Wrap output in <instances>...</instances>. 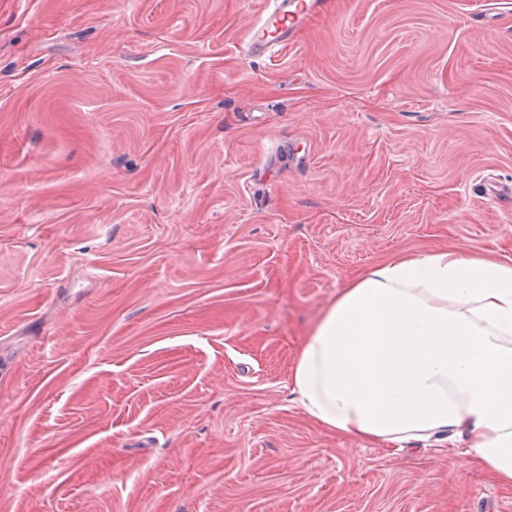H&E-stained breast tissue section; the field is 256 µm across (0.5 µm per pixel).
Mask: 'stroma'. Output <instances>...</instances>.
I'll return each instance as SVG.
<instances>
[{"instance_id": "obj_1", "label": "stroma", "mask_w": 512, "mask_h": 512, "mask_svg": "<svg viewBox=\"0 0 512 512\" xmlns=\"http://www.w3.org/2000/svg\"><path fill=\"white\" fill-rule=\"evenodd\" d=\"M0 0V512H512L290 375L406 250L512 261V0ZM328 0H270L248 33L253 54L271 56L289 42L294 33L315 14L322 12Z\"/></svg>"}]
</instances>
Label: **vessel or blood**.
I'll return each instance as SVG.
<instances>
[{
  "mask_svg": "<svg viewBox=\"0 0 512 512\" xmlns=\"http://www.w3.org/2000/svg\"><path fill=\"white\" fill-rule=\"evenodd\" d=\"M328 0H269L248 33L253 54L270 56L294 39L295 32L315 14L322 12Z\"/></svg>",
  "mask_w": 512,
  "mask_h": 512,
  "instance_id": "1",
  "label": "vessel or blood"
}]
</instances>
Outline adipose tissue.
I'll return each instance as SVG.
<instances>
[{
  "label": "adipose tissue",
  "instance_id": "obj_1",
  "mask_svg": "<svg viewBox=\"0 0 512 512\" xmlns=\"http://www.w3.org/2000/svg\"><path fill=\"white\" fill-rule=\"evenodd\" d=\"M290 388L333 433L457 448L512 486V263L453 247L377 265L325 310Z\"/></svg>",
  "mask_w": 512,
  "mask_h": 512
}]
</instances>
